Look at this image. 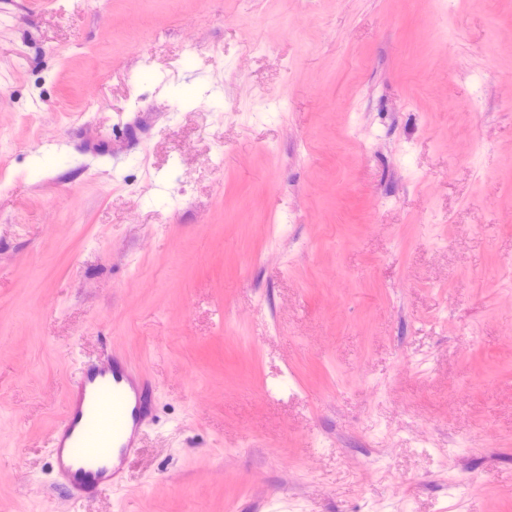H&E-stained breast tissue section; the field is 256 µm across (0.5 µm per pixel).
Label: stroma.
I'll return each instance as SVG.
<instances>
[{
	"label": "stroma",
	"mask_w": 512,
	"mask_h": 512,
	"mask_svg": "<svg viewBox=\"0 0 512 512\" xmlns=\"http://www.w3.org/2000/svg\"><path fill=\"white\" fill-rule=\"evenodd\" d=\"M0 139V512H512V0H0ZM115 351L156 418L73 501ZM155 388L148 370L122 353L84 364L70 376L48 456L71 500L121 481L120 465L137 452L140 435L153 420Z\"/></svg>",
	"instance_id": "1"
}]
</instances>
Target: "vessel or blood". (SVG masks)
<instances>
[{"label":"vessel or blood","instance_id":"vessel-or-blood-1","mask_svg":"<svg viewBox=\"0 0 512 512\" xmlns=\"http://www.w3.org/2000/svg\"><path fill=\"white\" fill-rule=\"evenodd\" d=\"M156 383L123 354L82 365L68 381L63 414L49 440V467L78 501L122 479L153 420Z\"/></svg>","mask_w":512,"mask_h":512}]
</instances>
